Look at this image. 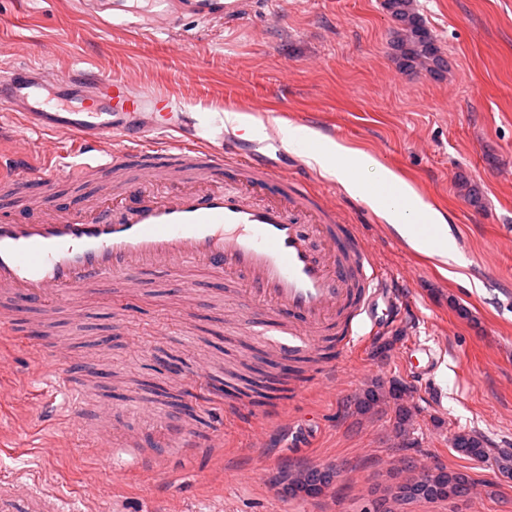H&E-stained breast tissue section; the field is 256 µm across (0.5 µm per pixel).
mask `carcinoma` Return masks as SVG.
<instances>
[{
	"label": "carcinoma",
	"mask_w": 512,
	"mask_h": 512,
	"mask_svg": "<svg viewBox=\"0 0 512 512\" xmlns=\"http://www.w3.org/2000/svg\"><path fill=\"white\" fill-rule=\"evenodd\" d=\"M384 9L394 23L392 47L400 67L405 70L422 69L429 73L443 68V56L424 18L418 12L415 0H384ZM251 373L253 376L246 377L226 368L224 375L228 380L224 381V385L230 386L232 381L241 380L245 382V387L236 389V393L250 397L262 395L277 380V377L265 373L262 367L252 368ZM352 405L360 416L374 415L390 406L394 412L395 435L406 437L410 434L414 413L409 390L401 381L376 378L354 396ZM453 450L472 460L491 457L501 474L512 476V452L501 451L494 456L490 455L484 437L476 432L457 434L453 439ZM403 466L406 477L402 487L415 502L436 503L444 500L438 494V490L444 486L467 494L473 484L467 472L444 465L419 470L413 461L405 460ZM335 476L336 469L332 467H309L290 471L283 476V480L286 481L288 497L300 499V492L306 487L310 488L313 497L325 493Z\"/></svg>",
	"instance_id": "cac0c4a2"
}]
</instances>
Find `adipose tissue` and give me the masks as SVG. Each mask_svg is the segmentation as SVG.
<instances>
[{
  "instance_id": "1",
  "label": "adipose tissue",
  "mask_w": 512,
  "mask_h": 512,
  "mask_svg": "<svg viewBox=\"0 0 512 512\" xmlns=\"http://www.w3.org/2000/svg\"><path fill=\"white\" fill-rule=\"evenodd\" d=\"M281 133L289 148L305 151L309 164L314 165L323 176L336 179L345 191L353 195H368L367 184L358 177L359 172L373 166L370 156L339 143H330L321 150L307 149L306 144L318 137L317 132L305 131L298 127L282 126ZM377 212L395 228L400 236L413 241L415 247L424 254L437 258L441 263H449L455 253L454 244L447 235H440L435 241L416 237L413 225L399 218L388 207L377 205Z\"/></svg>"
}]
</instances>
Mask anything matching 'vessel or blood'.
I'll use <instances>...</instances> for the list:
<instances>
[{
	"instance_id": "b4317fda",
	"label": "vessel or blood",
	"mask_w": 512,
	"mask_h": 512,
	"mask_svg": "<svg viewBox=\"0 0 512 512\" xmlns=\"http://www.w3.org/2000/svg\"><path fill=\"white\" fill-rule=\"evenodd\" d=\"M251 0H152L133 31L175 30L184 13L212 20L245 15ZM69 75L48 66H16L0 73V113L35 133L41 165L20 163L0 172V193L36 192L24 207L0 209V333L21 335L47 360L46 384L63 403H82L84 390L68 363L66 344L41 328L21 330L23 314L44 305L66 310L89 290L120 280L135 294L161 267L182 287L201 264L239 288L233 323L258 320L275 328L282 361L306 353L316 336L345 337L355 318L373 325L385 274L357 225L323 193L309 191L287 170L259 156L282 155L288 144L277 125L243 115L235 126L220 112H187L183 97L136 88L123 78L83 71L63 112L36 100ZM80 146L64 158L56 133ZM93 178L91 197H58V174ZM320 248H312V238ZM92 448L112 452L119 429L111 413L89 419L73 412ZM0 512H63L61 503L0 479Z\"/></svg>"
}]
</instances>
